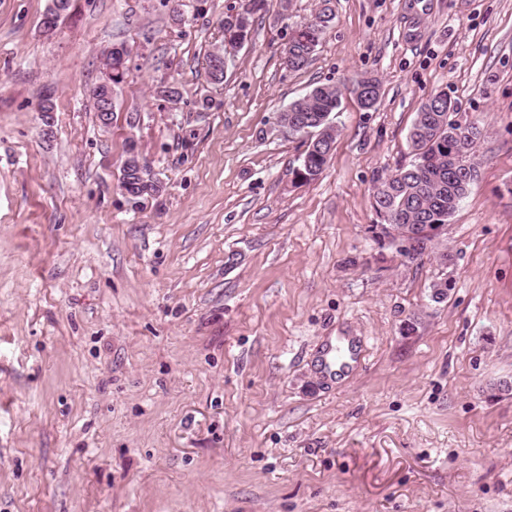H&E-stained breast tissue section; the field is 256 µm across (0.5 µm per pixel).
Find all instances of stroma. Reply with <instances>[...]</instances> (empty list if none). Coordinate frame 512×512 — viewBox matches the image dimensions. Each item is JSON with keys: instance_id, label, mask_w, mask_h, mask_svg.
<instances>
[{"instance_id": "obj_1", "label": "stroma", "mask_w": 512, "mask_h": 512, "mask_svg": "<svg viewBox=\"0 0 512 512\" xmlns=\"http://www.w3.org/2000/svg\"><path fill=\"white\" fill-rule=\"evenodd\" d=\"M243 2L72 0L47 34L51 0H0V512H512V0H332L299 71L282 49L320 0H266L207 81ZM365 77L378 105L345 91L295 182L279 113ZM440 90L483 132L479 178L448 264L405 263L369 233L374 185ZM130 140L164 185L137 202ZM243 10L236 13V16L227 15L224 17V48L208 54L205 74L207 78L219 83L224 79V53H226L229 42L231 48H235L245 41L249 34L251 16L264 7V0H246Z\"/></svg>"}]
</instances>
